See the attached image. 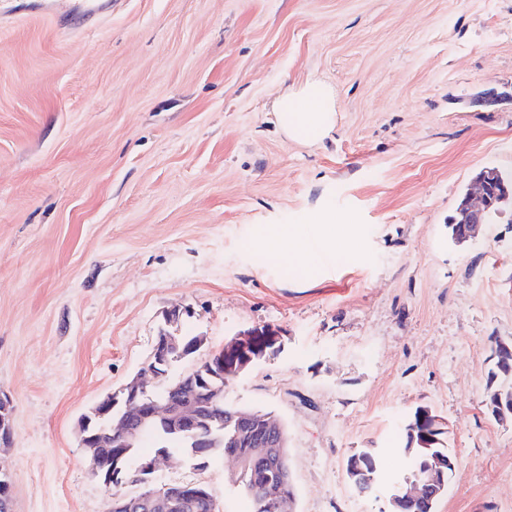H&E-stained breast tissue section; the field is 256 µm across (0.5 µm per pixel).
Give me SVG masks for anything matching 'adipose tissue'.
Instances as JSON below:
<instances>
[{"label":"adipose tissue","mask_w":512,"mask_h":512,"mask_svg":"<svg viewBox=\"0 0 512 512\" xmlns=\"http://www.w3.org/2000/svg\"><path fill=\"white\" fill-rule=\"evenodd\" d=\"M278 128L288 139L299 143L323 141L336 128V102L332 88L318 79L306 80L299 87L288 90L274 103ZM305 229L298 224H272L258 239L259 248L274 251L289 264L307 268L312 247H320L326 254L336 250V230L320 222L315 226L314 240H307Z\"/></svg>","instance_id":"1"}]
</instances>
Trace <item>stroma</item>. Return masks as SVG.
Masks as SVG:
<instances>
[{"mask_svg":"<svg viewBox=\"0 0 512 512\" xmlns=\"http://www.w3.org/2000/svg\"><path fill=\"white\" fill-rule=\"evenodd\" d=\"M0 0V397L13 405V512H107L76 426L147 361L165 309L206 336L177 379L239 333L282 351L225 388L288 427L292 512H387L402 419L444 418L455 468L436 512H512V422L484 399L489 339L512 341V213L448 226L473 177L512 169V0H112L61 34ZM335 131L302 146L272 105L309 77ZM355 225L310 271L256 247L269 224ZM378 449L372 496L345 463ZM177 453L162 483L200 482Z\"/></svg>","mask_w":512,"mask_h":512,"instance_id":"1","label":"stroma"}]
</instances>
